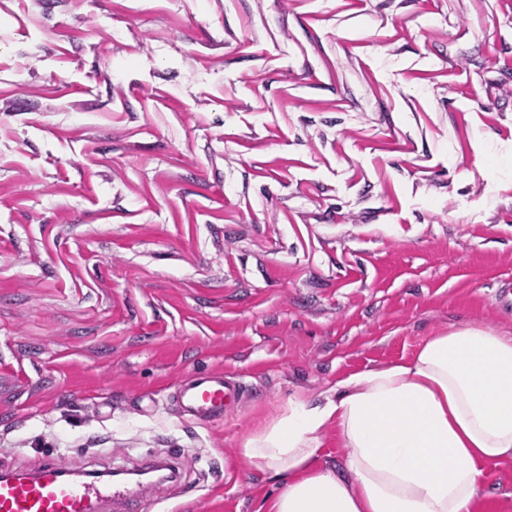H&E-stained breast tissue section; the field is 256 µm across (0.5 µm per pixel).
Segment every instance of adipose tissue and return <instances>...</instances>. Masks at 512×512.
<instances>
[{
    "instance_id": "obj_1",
    "label": "adipose tissue",
    "mask_w": 512,
    "mask_h": 512,
    "mask_svg": "<svg viewBox=\"0 0 512 512\" xmlns=\"http://www.w3.org/2000/svg\"><path fill=\"white\" fill-rule=\"evenodd\" d=\"M348 454L320 466L327 427ZM241 453L275 485L266 512H474L489 465L512 458V336L463 326L413 356L289 399Z\"/></svg>"
}]
</instances>
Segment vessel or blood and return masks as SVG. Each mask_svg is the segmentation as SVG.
I'll use <instances>...</instances> for the list:
<instances>
[{
  "instance_id": "vessel-or-blood-1",
  "label": "vessel or blood",
  "mask_w": 512,
  "mask_h": 512,
  "mask_svg": "<svg viewBox=\"0 0 512 512\" xmlns=\"http://www.w3.org/2000/svg\"><path fill=\"white\" fill-rule=\"evenodd\" d=\"M245 386L224 371L196 373L183 381L172 396L181 413L198 422L218 421L237 408ZM58 462L42 463L33 473L0 474V512H96L104 502L124 512H146L148 503L140 485L99 478L72 481Z\"/></svg>"
}]
</instances>
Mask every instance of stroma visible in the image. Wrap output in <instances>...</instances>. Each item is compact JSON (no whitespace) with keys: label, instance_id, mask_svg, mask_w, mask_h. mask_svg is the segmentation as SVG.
Segmentation results:
<instances>
[{"label":"stroma","instance_id":"35a3bbf8","mask_svg":"<svg viewBox=\"0 0 512 512\" xmlns=\"http://www.w3.org/2000/svg\"><path fill=\"white\" fill-rule=\"evenodd\" d=\"M507 283L512 0H0V470L152 454V512H264L249 433L512 336ZM214 369L238 411L183 417ZM475 512H512V459ZM244 389L242 380L224 371L194 373L177 387L172 401L184 416L207 423L234 412Z\"/></svg>","mask_w":512,"mask_h":512}]
</instances>
